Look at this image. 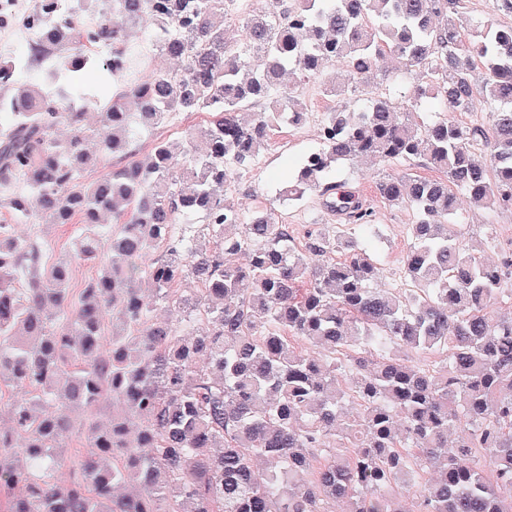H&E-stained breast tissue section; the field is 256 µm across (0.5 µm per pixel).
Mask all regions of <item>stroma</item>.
<instances>
[{
  "mask_svg": "<svg viewBox=\"0 0 512 512\" xmlns=\"http://www.w3.org/2000/svg\"><path fill=\"white\" fill-rule=\"evenodd\" d=\"M402 60L389 57L375 79L361 82L351 77L347 67L335 64L325 69V77H331L337 88L335 94H327L321 80L312 79L299 87L302 99L307 104L308 117L298 126H282L276 131L275 147L265 150L238 177L227 183L226 198L235 207L248 210L253 202H260L265 210L275 212L280 223L299 224L311 228L315 224H339L338 216L328 212L322 205L318 191H311L300 202L286 204L275 193L279 179L294 171L298 160L307 150L317 147L316 126L326 113L336 110L354 111L361 99L369 96L391 95L397 89L395 78L404 72ZM348 187L359 194L375 213V222L381 233L378 266L380 272L372 285L376 288H391L402 283L401 259L412 243L406 227L414 223L415 214L408 206L386 204L376 191L379 180L406 174L428 178L440 177V170L426 163L424 158L410 161L397 160L370 164L362 159L345 162L340 167ZM466 220L462 230L466 240L476 249L481 258L495 262L497 254L495 236L512 233V211L494 214L466 209ZM79 231L78 225L67 224H18L15 233L22 238L38 239L42 245L43 258L55 260L65 255L72 239Z\"/></svg>",
  "mask_w": 512,
  "mask_h": 512,
  "instance_id": "1",
  "label": "stroma"
}]
</instances>
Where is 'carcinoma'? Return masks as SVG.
I'll list each match as a JSON object with an SVG mask.
<instances>
[{"instance_id": "obj_1", "label": "carcinoma", "mask_w": 512, "mask_h": 512, "mask_svg": "<svg viewBox=\"0 0 512 512\" xmlns=\"http://www.w3.org/2000/svg\"><path fill=\"white\" fill-rule=\"evenodd\" d=\"M231 2L70 0L35 48L50 66L0 58V85H18L0 97V208L20 222L85 225L70 254L47 263L37 241L0 224V384L25 392L0 430L7 512H323L328 497L343 512H409L408 496L414 512H512V314L495 308L512 274L455 228L461 194L474 209L512 208V26L464 24L465 0H277L278 11L245 18L241 45L224 30ZM115 11L132 26L150 19L151 50L181 65L113 95L92 151L84 74L131 68ZM81 14L97 16V28H76ZM388 56L428 81L402 76L395 99L327 113L317 163L302 157L278 187L290 201L318 190L343 224L311 228L306 254L271 211L241 224L225 184L274 125L306 112L280 78L302 83L339 62L367 80ZM270 100L274 111L239 117L243 103ZM423 102L433 115L420 123ZM478 102L491 109L488 127L454 119ZM175 112L203 116L202 139L156 140L134 160L143 133ZM477 148L489 162L474 159ZM109 156L117 162L84 182ZM353 156H422L447 176L377 184L389 205L416 212L406 288L369 287L380 232L338 181ZM107 215L118 229L103 258ZM196 216L205 224L173 236ZM160 244L164 259L142 272L139 257ZM239 253L246 263L229 260ZM89 260L100 269L75 304L73 263ZM147 289L183 313L181 324L146 318ZM408 348L440 359L414 362L401 355ZM47 399L58 412L42 410ZM76 411L89 417V452L69 458L64 486L57 457Z\"/></svg>"}]
</instances>
